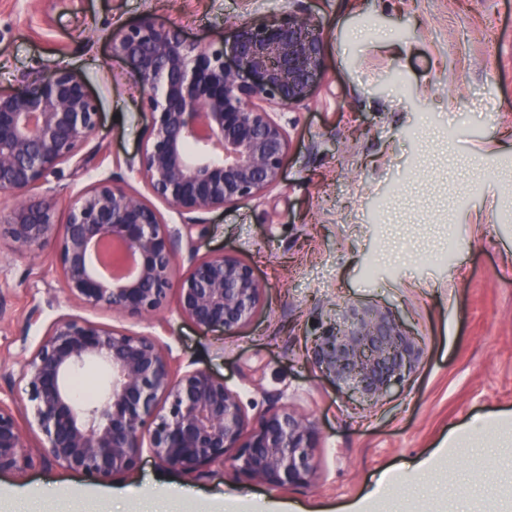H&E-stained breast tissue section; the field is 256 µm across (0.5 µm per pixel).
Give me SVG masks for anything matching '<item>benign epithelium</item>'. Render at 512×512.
<instances>
[{
    "label": "benign epithelium",
    "mask_w": 512,
    "mask_h": 512,
    "mask_svg": "<svg viewBox=\"0 0 512 512\" xmlns=\"http://www.w3.org/2000/svg\"><path fill=\"white\" fill-rule=\"evenodd\" d=\"M232 39L199 46L149 16L109 33L114 54L138 75L150 111L142 151L127 167L182 222L125 182L102 178L79 191L65 221L54 195L35 190L94 135L98 104L84 79L62 67L31 86L0 92V241L37 256L51 250L64 288L83 308L147 317L175 297L203 331L233 334L260 312L266 285L230 252L177 247L204 215L276 186L288 135L266 106L304 103L322 69L320 21L294 12L233 23ZM422 355L419 341L383 312L350 307L312 359L343 394L377 402L399 388ZM101 362L108 387L87 396L75 378ZM21 394L0 400V474L34 463L26 434L44 457L98 480L131 470L149 452L160 464L198 473L222 464L269 488L308 484L319 430L286 406L249 422L239 395L208 369L176 366L152 336L62 316L23 362ZM29 404L32 418L19 406Z\"/></svg>",
    "instance_id": "7a95c632"
}]
</instances>
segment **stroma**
I'll return each mask as SVG.
<instances>
[{
    "label": "stroma",
    "instance_id": "stroma-1",
    "mask_svg": "<svg viewBox=\"0 0 512 512\" xmlns=\"http://www.w3.org/2000/svg\"><path fill=\"white\" fill-rule=\"evenodd\" d=\"M293 11L321 20L323 75L309 99L275 117L288 134L275 187L207 214L199 255L235 252L265 283L258 316L237 333L203 331L167 304L151 318L72 302L52 252L0 244V399L19 391L24 359L63 315L169 345L176 364L208 368L237 391L248 419L288 406L316 423L309 485L271 489L214 465L201 475L143 453L100 481L38 460L0 475V512L19 498L43 512H138L180 494L179 512H346L384 474L378 512H407L421 492L464 501L491 490L507 432L482 448L448 436L512 415V0H0V90L33 74L77 70L96 99V133L41 190L67 215L75 194L116 177L147 194L126 161L150 116L130 64L108 34L151 14L206 44L234 22ZM468 109L449 137L447 98ZM404 322L424 350L401 392L366 406L312 362L344 306ZM434 458L431 473L406 466Z\"/></svg>",
    "mask_w": 512,
    "mask_h": 512
}]
</instances>
